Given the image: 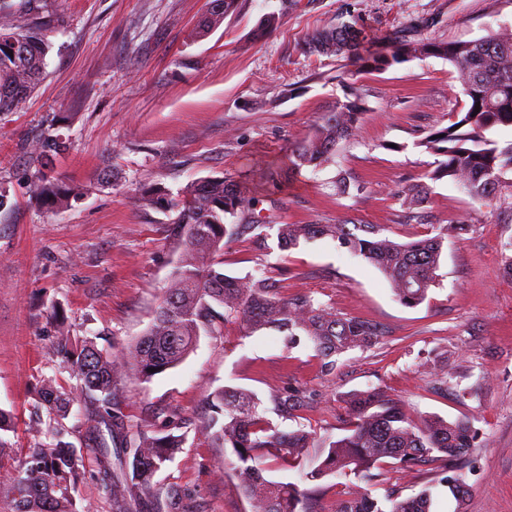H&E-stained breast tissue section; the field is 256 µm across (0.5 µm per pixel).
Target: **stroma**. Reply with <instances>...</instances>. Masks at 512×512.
I'll list each match as a JSON object with an SVG mask.
<instances>
[{"instance_id":"35a3bbf8","label":"stroma","mask_w":512,"mask_h":512,"mask_svg":"<svg viewBox=\"0 0 512 512\" xmlns=\"http://www.w3.org/2000/svg\"><path fill=\"white\" fill-rule=\"evenodd\" d=\"M207 0H41L39 13H18L21 29L38 25L49 46L46 76L25 106L0 113V472L24 461L47 440L39 420L43 380L65 387L54 344L56 315L71 335L98 345L129 343L150 325L181 249L171 214L142 206L143 188L178 192L187 183L226 177L258 187L279 224H375L397 241L432 233L438 224H465L449 238L440 281L417 307L402 305L389 282L361 256L331 238L279 250L237 239L224 245V271H264L283 293H307L338 315L377 325L375 346L341 356L322 373L312 346L287 348L283 334L246 336L238 326L200 335L188 357L150 382L122 384L131 424L165 429L191 420L185 443L160 479L177 483L190 512H246L224 451L193 425L208 413L207 397L234 387L268 399L299 388L312 404L280 420L316 438L340 439L353 419L341 401L380 388L413 419L469 418L479 433L465 470L467 493L455 501L437 485V468L385 467L368 491L407 497L434 488L433 512H512V277L504 274L512 242V209L474 215L470 197L428 174L436 155L419 147L429 131L448 126L466 98L447 60L419 57L381 72L351 60L316 56L307 40L358 17L368 37L469 41L487 30H512V0H239L209 35L196 37ZM279 18L263 36L267 15ZM359 94L365 111L357 135L341 142L334 165L305 168L287 187L259 185L265 167L286 163L321 115ZM72 113L60 122V113ZM59 139L51 177L79 184L71 206L44 208L36 187L43 172L31 149ZM351 170L364 192L337 194V167ZM424 183L425 221L405 216L394 192Z\"/></svg>"}]
</instances>
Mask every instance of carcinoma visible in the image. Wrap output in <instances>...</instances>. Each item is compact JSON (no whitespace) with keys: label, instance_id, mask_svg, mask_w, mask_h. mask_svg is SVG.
Instances as JSON below:
<instances>
[{"label":"carcinoma","instance_id":"carcinoma-1","mask_svg":"<svg viewBox=\"0 0 512 512\" xmlns=\"http://www.w3.org/2000/svg\"><path fill=\"white\" fill-rule=\"evenodd\" d=\"M209 4L196 28L200 37L234 12L237 0H209ZM16 14L7 0H0V112L21 109L44 74L49 51L37 32L19 30ZM308 49L312 54L355 59L368 71L385 70L417 56L447 59L466 102L448 126L420 140L419 146L441 157L429 179H446L463 188L476 215L495 202L506 203L501 190L503 175L512 170V143L501 147L486 132L497 126L512 128L511 31L490 30L471 41L393 40L372 49L356 23L339 21L315 31ZM363 112L358 96L336 103L320 117L314 135L291 152L290 171L335 162L337 145L357 135ZM333 187L342 195L363 190L345 168L337 170ZM83 191L80 185L47 177L38 185L43 204L52 209L67 207ZM427 194L425 184L402 185L395 191L412 220L423 218ZM141 202L177 213L172 226L182 247L180 259L152 323L131 345L100 347L61 331L57 348L77 384L67 389L47 381L43 402L50 424L63 427L74 411L86 430L79 447L60 440L41 441L29 449L19 469L0 476V490L12 497L18 512H76L77 483L88 461L98 466L99 494L110 501L113 512H184L179 486L155 480L183 447L184 436L132 428L119 390L127 379L149 382L180 365L203 332L220 335L229 323L247 334L274 329L285 334L290 346L303 335L313 344L325 373L336 370L342 354L376 343L379 330L368 320L338 316L310 295H283L264 273L225 274L217 268L224 240L265 239L264 229L274 228L278 247L287 250L302 240L330 237L377 268L402 305L416 307L439 282L448 235L458 236L468 229L466 224L444 225L432 236L400 243L371 224L275 226L262 217L257 197L224 177L192 181L175 195L162 187H148ZM269 401L271 409L251 391H218L211 397V414L200 428L212 447L231 450L230 464L249 512H313L311 503L324 478L353 474L370 482L379 477L376 470L388 459L402 467L437 461L438 484L457 499L466 494L460 464L476 438L466 419L448 421L432 415L419 423L379 388L353 391L344 398L355 420L352 433L317 444L305 428L281 430L266 417L272 411L286 418L305 403L304 398L285 390L271 394ZM279 460L299 469L314 487L301 489L291 482L267 479L269 463ZM387 501L386 507L367 492L354 490L336 512H430L432 490L427 487L402 499L389 496Z\"/></svg>","mask_w":512,"mask_h":512}]
</instances>
